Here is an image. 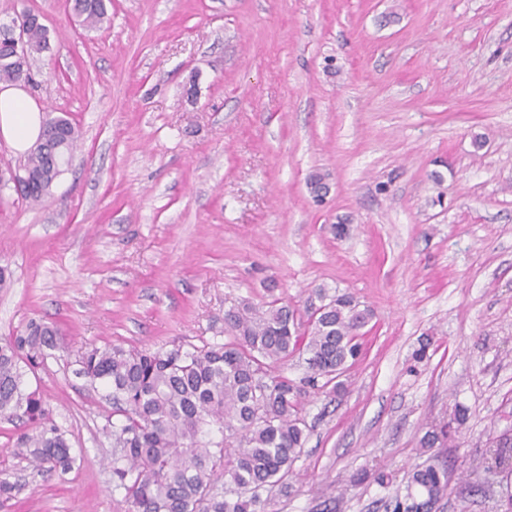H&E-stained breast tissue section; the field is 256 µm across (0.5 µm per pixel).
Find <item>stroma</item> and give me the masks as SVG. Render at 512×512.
Here are the masks:
<instances>
[{
	"mask_svg": "<svg viewBox=\"0 0 512 512\" xmlns=\"http://www.w3.org/2000/svg\"><path fill=\"white\" fill-rule=\"evenodd\" d=\"M69 2L0 0V25L40 13L24 88L79 130L43 205L0 198V339L58 327L27 383L77 463L33 469L0 418V512H125L85 348L221 342L225 309L318 287L373 318L345 390L306 389L265 512H392L429 464L436 512H497L496 475L458 467L512 428V0H112L95 31ZM465 420V410L460 407H455L453 412V417L450 419L448 423L443 425L431 424L428 426V430L424 433L423 437L420 440L421 447L424 448H433L434 445L438 442L451 441L452 432H456L452 430V423L455 421L458 424H462Z\"/></svg>",
	"mask_w": 512,
	"mask_h": 512,
	"instance_id": "35a3bbf8",
	"label": "stroma"
}]
</instances>
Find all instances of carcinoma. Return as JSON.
Wrapping results in <instances>:
<instances>
[{
    "label": "carcinoma",
    "mask_w": 512,
    "mask_h": 512,
    "mask_svg": "<svg viewBox=\"0 0 512 512\" xmlns=\"http://www.w3.org/2000/svg\"><path fill=\"white\" fill-rule=\"evenodd\" d=\"M73 10L89 30L107 19L105 0H74ZM26 19L25 48L18 51L12 33L0 29V82L31 74L32 62L48 48V30L32 10ZM78 131L66 118H51L41 140L23 165L27 185L19 191L37 206L68 163ZM288 300L275 298L224 310V342L200 347L126 351L117 346L86 349L75 374L106 387V398L120 424L110 425L114 447L112 482L123 493L128 512H264L258 489L281 481L307 440L300 417L303 388L284 373L288 360L305 358L306 383L336 379L361 352L360 330L372 319L347 294L329 296L317 288L307 300V323ZM57 347V329L32 320L25 331L0 345V416L18 421L14 455L46 472L73 468L64 432L25 376L35 373ZM452 421L432 424L420 440L432 448L452 439ZM485 468L512 462V439L488 434ZM222 476L234 497L213 492ZM448 487V469H415L404 498L392 512H432Z\"/></svg>",
    "instance_id": "cac0c4a2"
}]
</instances>
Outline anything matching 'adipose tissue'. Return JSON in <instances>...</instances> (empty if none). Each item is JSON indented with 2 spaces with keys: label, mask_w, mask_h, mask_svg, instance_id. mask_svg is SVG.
Wrapping results in <instances>:
<instances>
[{
  "label": "adipose tissue",
  "mask_w": 512,
  "mask_h": 512,
  "mask_svg": "<svg viewBox=\"0 0 512 512\" xmlns=\"http://www.w3.org/2000/svg\"><path fill=\"white\" fill-rule=\"evenodd\" d=\"M42 111L15 83H0V137L20 155L38 141L42 131Z\"/></svg>",
  "instance_id": "ef3b65f1"
}]
</instances>
